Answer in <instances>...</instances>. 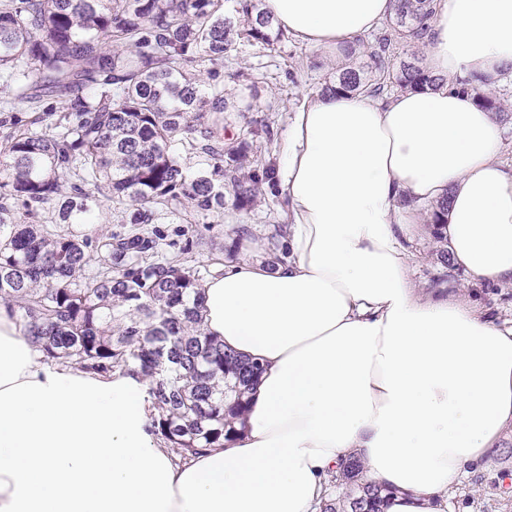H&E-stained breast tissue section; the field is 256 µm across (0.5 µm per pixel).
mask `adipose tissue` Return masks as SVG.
<instances>
[{"instance_id": "obj_1", "label": "adipose tissue", "mask_w": 512, "mask_h": 512, "mask_svg": "<svg viewBox=\"0 0 512 512\" xmlns=\"http://www.w3.org/2000/svg\"><path fill=\"white\" fill-rule=\"evenodd\" d=\"M341 56L393 0H263ZM434 89L316 93L288 119L279 179L288 257L204 283L203 328L259 361L246 426L177 460L151 433L147 382L51 365L0 305V512H320L354 455L387 512H447L512 431V326L476 297L420 294L406 266L417 202L447 201L454 265L512 284V167L473 89L512 69V0H438Z\"/></svg>"}]
</instances>
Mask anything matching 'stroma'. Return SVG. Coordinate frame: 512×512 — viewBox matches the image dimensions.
<instances>
[{
  "label": "stroma",
  "instance_id": "35a3bbf8",
  "mask_svg": "<svg viewBox=\"0 0 512 512\" xmlns=\"http://www.w3.org/2000/svg\"><path fill=\"white\" fill-rule=\"evenodd\" d=\"M335 65V59L289 35L271 48L255 42H238L224 58V88L226 93H237L233 73L240 69L251 73L253 85L247 92L251 108L243 114L227 113V133L239 135L249 124L270 125L273 136L271 140L258 141V154L263 160L278 162L290 113L304 97L323 87ZM263 194V199L250 211L236 210L228 202L217 223L168 224L164 230L169 240L179 245L188 236L200 238L196 257L214 269L239 262L266 263L268 239L278 225L286 223L287 209L279 186H264ZM427 209L424 203L417 206L418 232L408 245L415 287L424 292L435 288L462 294L478 292L491 315L504 325H512V285L483 286L463 269L442 265L438 253L446 243L436 238L426 224ZM241 226L248 228L249 233L240 239L235 231ZM448 512H512V434H506L492 464L476 470L449 492Z\"/></svg>",
  "mask_w": 512,
  "mask_h": 512
}]
</instances>
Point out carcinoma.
<instances>
[{
  "label": "carcinoma",
  "instance_id": "cac0c4a2",
  "mask_svg": "<svg viewBox=\"0 0 512 512\" xmlns=\"http://www.w3.org/2000/svg\"><path fill=\"white\" fill-rule=\"evenodd\" d=\"M236 4L226 16L224 0H0V303L45 361L142 375L152 432L183 460L239 433L264 371L203 331L211 270L190 239L168 255L158 228L222 217L226 187L247 211L273 180L248 138L224 130V113L238 111L224 55L283 32L261 0ZM435 10L395 0L370 66L336 67L325 89L380 97L438 85L414 52ZM393 44L413 48V61L390 69ZM104 206L122 231L87 228ZM330 487L321 512H383L390 497L354 456Z\"/></svg>",
  "mask_w": 512,
  "mask_h": 512
}]
</instances>
